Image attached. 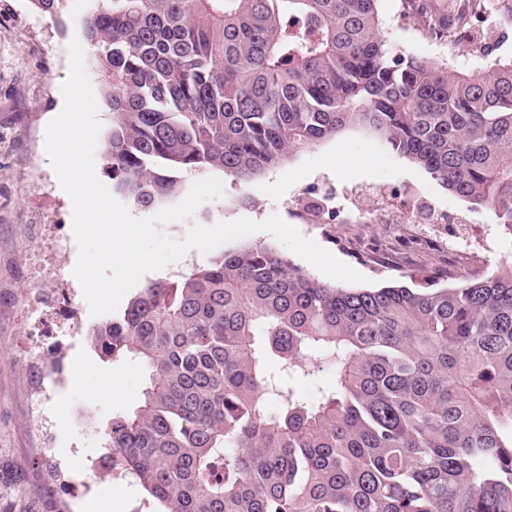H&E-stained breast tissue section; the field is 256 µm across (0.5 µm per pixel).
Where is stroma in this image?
<instances>
[{"mask_svg":"<svg viewBox=\"0 0 512 512\" xmlns=\"http://www.w3.org/2000/svg\"><path fill=\"white\" fill-rule=\"evenodd\" d=\"M380 18L402 51L453 66L472 63L471 45L431 37L404 0H379ZM76 12L56 21L30 0H0V512H82L102 488L110 512H154L129 478L99 473L104 428L132 405L146 380L137 363L102 361L72 274L78 256L72 202L44 150L45 129L63 101L68 45L81 38ZM222 198L191 221L163 225L183 238L202 214L211 222L279 214L304 237L368 278L451 286L487 273L512 254V235L471 209L424 169L350 131L297 152L246 192L224 178ZM337 207L321 223L314 195ZM120 396L93 398V386Z\"/></svg>","mask_w":512,"mask_h":512,"instance_id":"stroma-1","label":"stroma"}]
</instances>
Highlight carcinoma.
<instances>
[{"label": "carcinoma", "instance_id": "obj_1", "mask_svg": "<svg viewBox=\"0 0 512 512\" xmlns=\"http://www.w3.org/2000/svg\"><path fill=\"white\" fill-rule=\"evenodd\" d=\"M107 88L113 193L176 204L185 175L248 184L349 129L512 233V58L393 47L378 0H74ZM439 39L512 0H405ZM139 362L100 472L162 512H512V259L432 289L320 282L262 245L149 282L92 329ZM335 383L301 403L323 364Z\"/></svg>", "mask_w": 512, "mask_h": 512}]
</instances>
